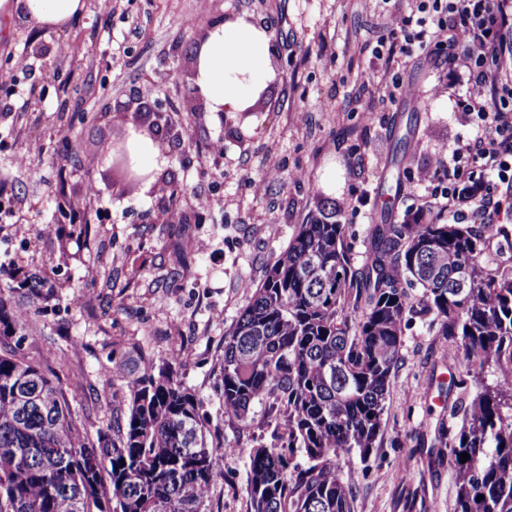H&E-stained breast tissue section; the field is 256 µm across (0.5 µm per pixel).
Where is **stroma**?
<instances>
[{
    "label": "stroma",
    "instance_id": "1",
    "mask_svg": "<svg viewBox=\"0 0 512 512\" xmlns=\"http://www.w3.org/2000/svg\"><path fill=\"white\" fill-rule=\"evenodd\" d=\"M85 3L60 30L0 15V68L26 76L24 85L0 88V178L14 197L11 211L0 213V267L56 284L58 306L30 319L43 347L64 353L62 378L82 374L78 412L102 429L124 417L125 383L103 375L114 358L141 349L196 392L201 420L224 450L207 512H250V452L279 446L277 405L266 399L244 419L225 413V336L296 225L318 206L336 207L362 263L382 206L391 204L393 221L401 222L422 193L413 175L471 130L447 86L431 76L434 49L411 53L399 67L427 96L428 109L407 99L389 104L361 87L357 74L368 67L371 46L389 33L387 0H112L108 13L100 0ZM237 12L271 27L281 71L257 111H191L185 93L196 45L173 19L196 17L202 30ZM30 41L47 43L50 53L26 56ZM62 43L67 53L59 52ZM147 86L172 101L173 124L193 133L192 145L173 150L165 167L173 207L193 210L203 195L217 200L205 223H143L142 214L158 206L157 192L119 193L104 167H84L87 154L133 120L116 102ZM367 108L375 112L370 124ZM219 139L223 155L210 156L207 144ZM34 142L41 152L29 153ZM271 160L280 166L275 180L264 177ZM331 164L341 178L333 194L321 185ZM89 177L100 188L98 198L86 199L91 233L69 224L63 236L28 250V239L54 221L59 186L85 199ZM200 239L209 242L207 253L196 251ZM408 295L380 437L368 457L355 452L337 461L352 512H454V469L432 443L437 428L454 434L462 427V414L448 411L446 384L450 373L464 372V360L437 336L419 289Z\"/></svg>",
    "mask_w": 512,
    "mask_h": 512
}]
</instances>
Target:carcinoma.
<instances>
[{
	"label": "carcinoma",
	"instance_id": "carcinoma-1",
	"mask_svg": "<svg viewBox=\"0 0 512 512\" xmlns=\"http://www.w3.org/2000/svg\"><path fill=\"white\" fill-rule=\"evenodd\" d=\"M490 245L473 224L425 212L395 224L386 211L356 268L336 208L296 227L224 338V412L244 417L265 397L284 404L288 453L252 452L251 512H351L336 459L375 446L414 286L466 359V377L448 382L463 427L435 437L457 474L455 512H512V267L482 265ZM2 274L20 297L0 294V512H206L218 447L195 392L149 357L119 361L126 421L91 436L71 409L80 380L64 390L52 352L31 362L19 348L35 339L28 305L58 301L55 288ZM353 296L363 305L351 320ZM469 379L480 384L473 396ZM296 448L312 464L293 461Z\"/></svg>",
	"mask_w": 512,
	"mask_h": 512
}]
</instances>
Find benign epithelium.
<instances>
[{"label":"benign epithelium","instance_id":"obj_1","mask_svg":"<svg viewBox=\"0 0 512 512\" xmlns=\"http://www.w3.org/2000/svg\"><path fill=\"white\" fill-rule=\"evenodd\" d=\"M117 107L133 114L131 128H126L113 133L110 140L102 148V154L109 161L108 172L112 180V186L124 191L131 187H140L149 182L152 186L166 182V172L153 169L144 176H137L129 171L123 160L124 145L130 137V131L149 137L156 142L162 138L167 139L171 147L178 148L188 140L189 134L185 130H176L168 120L170 107L168 100L160 96L148 103L138 93L128 96L124 102L117 103ZM206 217L196 214L189 216L183 210H170L167 213V223L188 224L203 223Z\"/></svg>","mask_w":512,"mask_h":512}]
</instances>
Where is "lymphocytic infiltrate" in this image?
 Here are the masks:
<instances>
[{"instance_id": "1", "label": "lymphocytic infiltrate", "mask_w": 512, "mask_h": 512, "mask_svg": "<svg viewBox=\"0 0 512 512\" xmlns=\"http://www.w3.org/2000/svg\"><path fill=\"white\" fill-rule=\"evenodd\" d=\"M390 28L396 40L373 46L371 54L382 66L364 71L363 86L391 102L418 97L391 69L411 48L433 46L440 51L436 77L470 90L460 107L474 133L444 149L434 167L418 172L416 181L427 190L420 207L492 232L512 208V0H405L392 13ZM489 173L500 191L487 188Z\"/></svg>"}]
</instances>
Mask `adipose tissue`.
<instances>
[{
	"label": "adipose tissue",
	"mask_w": 512,
	"mask_h": 512,
	"mask_svg": "<svg viewBox=\"0 0 512 512\" xmlns=\"http://www.w3.org/2000/svg\"><path fill=\"white\" fill-rule=\"evenodd\" d=\"M85 8V0H0V11L17 13L45 29L58 30ZM272 34L239 18L210 29L197 50L195 85L211 111H241L274 76Z\"/></svg>",
	"instance_id": "1"
}]
</instances>
